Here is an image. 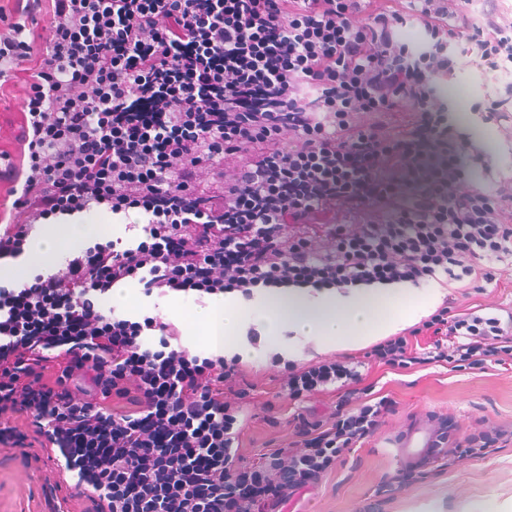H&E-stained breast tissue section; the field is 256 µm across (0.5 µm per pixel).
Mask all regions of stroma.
<instances>
[{
  "instance_id": "35a3bbf8",
  "label": "stroma",
  "mask_w": 512,
  "mask_h": 512,
  "mask_svg": "<svg viewBox=\"0 0 512 512\" xmlns=\"http://www.w3.org/2000/svg\"><path fill=\"white\" fill-rule=\"evenodd\" d=\"M452 47L459 64L441 81L438 92L448 104L449 124L465 132L473 146L472 152L461 154L460 162L474 184L492 193H512V97L507 94L512 68L491 67L464 39L453 41ZM24 97L22 83L0 88V150L18 164L27 158V147L19 139ZM493 100L504 101L505 112L489 119L484 108ZM447 290L451 306L459 312L512 308V270L502 272L496 284L481 292L463 283L450 284ZM120 293L116 313L128 318L160 313L180 327L186 312L211 316L218 307L217 301L202 306L187 295L148 296L135 280L126 282ZM272 358L260 343L240 363L255 394L241 415L245 425L238 443L239 455L249 461L291 442L297 414L324 419L336 406L337 396L331 392L298 403L279 397L280 374ZM364 383L377 395L391 398L394 413L374 437L346 452L314 488L295 496L284 512H415L432 499L441 500L444 512H458L471 499L512 497V444L461 461H429L424 450L406 445L414 426L434 428L438 415L455 417L460 438L486 421L512 430V365L453 371L443 362L407 368L376 364L366 371ZM268 400L275 406L270 415L262 410ZM55 454V449L39 447L25 456L15 449L0 450V512H45L44 486L69 481L53 463Z\"/></svg>"
}]
</instances>
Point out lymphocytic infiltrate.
<instances>
[{
    "label": "lymphocytic infiltrate",
    "instance_id": "f902f5d3",
    "mask_svg": "<svg viewBox=\"0 0 512 512\" xmlns=\"http://www.w3.org/2000/svg\"><path fill=\"white\" fill-rule=\"evenodd\" d=\"M51 38L0 32V81L28 86L25 167L0 152V182L27 224L0 230V260L25 252L33 222L95 206L150 212L147 240L116 239L64 268L0 285V447L57 449L94 512H282L342 455L374 436L394 405L358 363H285L291 400L334 389L331 420L301 418L297 439L243 464L234 444L252 389L239 357H202L171 320L105 313L114 286L197 301L256 286L346 291L445 277L492 283L512 261L501 196L467 186L466 148L439 82L457 66L443 38L512 64V20L493 0H50ZM419 21L426 38L400 31ZM408 104L394 133L376 114ZM238 167L215 211L203 168L264 144ZM338 220L304 236L289 225ZM427 336L418 356L411 337ZM367 363L452 369L512 362V312L441 305L372 346Z\"/></svg>",
    "mask_w": 512,
    "mask_h": 512
}]
</instances>
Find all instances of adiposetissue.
<instances>
[{"label":"adipose tissue","mask_w":512,"mask_h":512,"mask_svg":"<svg viewBox=\"0 0 512 512\" xmlns=\"http://www.w3.org/2000/svg\"><path fill=\"white\" fill-rule=\"evenodd\" d=\"M110 211L96 218L81 214L62 217L60 225H46L33 250L35 261L54 260L63 249L79 247L92 223L108 224ZM444 294L432 288L429 298L406 284L352 288L342 293L333 288H270L254 298L226 295L224 311L225 357H248L252 347L248 327L260 330L264 341L285 357L298 356L301 338L317 337L326 351L365 347L432 313Z\"/></svg>","instance_id":"ef3b65f1"}]
</instances>
